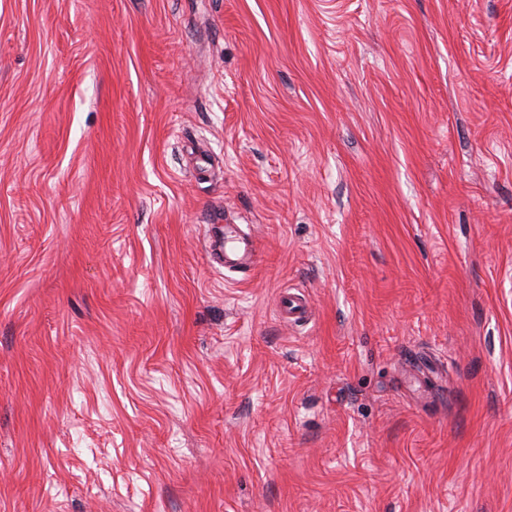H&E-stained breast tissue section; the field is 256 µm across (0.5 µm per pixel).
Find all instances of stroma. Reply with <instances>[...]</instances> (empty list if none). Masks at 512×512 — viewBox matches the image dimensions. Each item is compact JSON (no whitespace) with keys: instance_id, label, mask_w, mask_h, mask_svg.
<instances>
[{"instance_id":"1","label":"stroma","mask_w":512,"mask_h":512,"mask_svg":"<svg viewBox=\"0 0 512 512\" xmlns=\"http://www.w3.org/2000/svg\"><path fill=\"white\" fill-rule=\"evenodd\" d=\"M0 512H512V0H0ZM205 241V249L224 262V268L242 274L251 273L256 266L258 243L250 231L238 225L216 227ZM216 229V230H215Z\"/></svg>"}]
</instances>
